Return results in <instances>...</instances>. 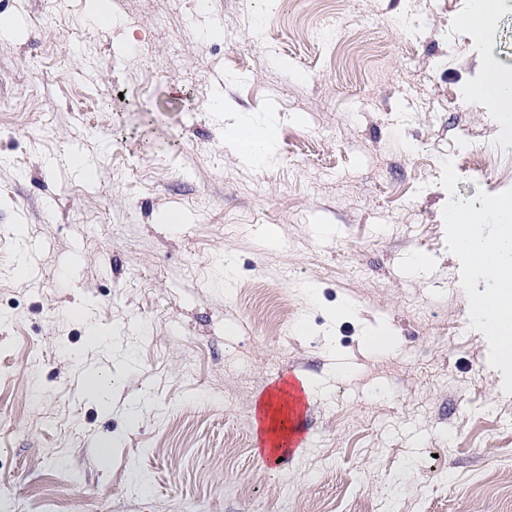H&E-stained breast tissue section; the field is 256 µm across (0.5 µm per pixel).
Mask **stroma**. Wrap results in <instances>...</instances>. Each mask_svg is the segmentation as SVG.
Segmentation results:
<instances>
[{"label":"stroma","instance_id":"1","mask_svg":"<svg viewBox=\"0 0 512 512\" xmlns=\"http://www.w3.org/2000/svg\"><path fill=\"white\" fill-rule=\"evenodd\" d=\"M110 2L0 0V512H512V394L448 240L451 202L512 195L464 94L512 71V0L483 30L473 0ZM291 372L310 441L273 471L253 403ZM228 141L240 157L252 164L267 163L271 156L272 126L257 127L249 124L233 126ZM367 345L376 350H390L396 346V338L392 331L385 325H379L365 334Z\"/></svg>","mask_w":512,"mask_h":512}]
</instances>
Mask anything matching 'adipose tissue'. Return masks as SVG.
<instances>
[{
	"label": "adipose tissue",
	"mask_w": 512,
	"mask_h": 512,
	"mask_svg": "<svg viewBox=\"0 0 512 512\" xmlns=\"http://www.w3.org/2000/svg\"><path fill=\"white\" fill-rule=\"evenodd\" d=\"M469 94L490 97L501 105L499 114L504 129H512V76L488 68L482 81L469 87ZM228 141L240 157L252 164L268 162L272 156L271 126L249 124L233 126ZM466 223H459V214ZM448 230L451 245L463 264L461 281L479 279L483 287L469 296L467 315L494 352V362L503 378L512 377V198H492L481 209L464 203L449 206ZM492 215L498 222L486 232L482 216Z\"/></svg>",
	"instance_id": "obj_1"
}]
</instances>
